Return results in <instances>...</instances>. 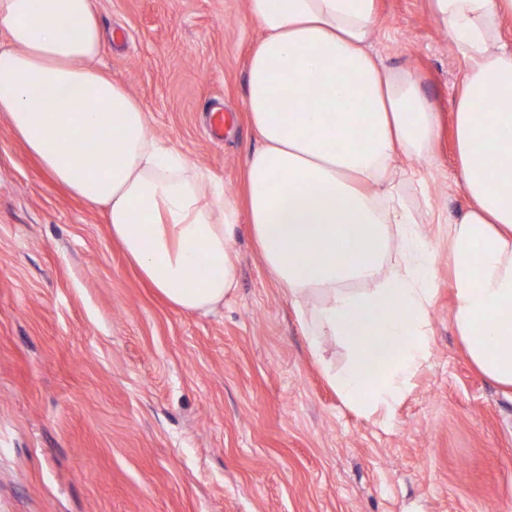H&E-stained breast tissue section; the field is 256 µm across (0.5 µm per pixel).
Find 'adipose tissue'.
I'll use <instances>...</instances> for the list:
<instances>
[{
  "label": "adipose tissue",
  "mask_w": 512,
  "mask_h": 512,
  "mask_svg": "<svg viewBox=\"0 0 512 512\" xmlns=\"http://www.w3.org/2000/svg\"><path fill=\"white\" fill-rule=\"evenodd\" d=\"M466 63L456 95L458 177L448 223L454 322L472 362L512 387V0H431ZM261 37L246 117L258 144L242 198L163 147L99 66L92 0H0V115L43 171L107 209L128 261L173 307L208 314L237 286L248 225L313 355L340 338L329 380L366 416L390 412L429 353L435 255L396 194L402 158L433 151L439 112L415 76L373 52L378 0H247Z\"/></svg>",
  "instance_id": "obj_1"
}]
</instances>
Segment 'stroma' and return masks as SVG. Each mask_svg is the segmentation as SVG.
I'll use <instances>...</instances> for the list:
<instances>
[{"instance_id": "1", "label": "stroma", "mask_w": 512, "mask_h": 512, "mask_svg": "<svg viewBox=\"0 0 512 512\" xmlns=\"http://www.w3.org/2000/svg\"><path fill=\"white\" fill-rule=\"evenodd\" d=\"M101 65L151 132L242 188L246 0H93ZM374 48L442 116L434 158L400 194L435 252L430 354L386 415L347 407L313 358L248 228L238 286L207 315L165 302L104 208L56 185L0 118V512H512V388L483 375L453 323L447 222L464 63L430 0H379ZM231 115L224 138L205 131Z\"/></svg>"}]
</instances>
